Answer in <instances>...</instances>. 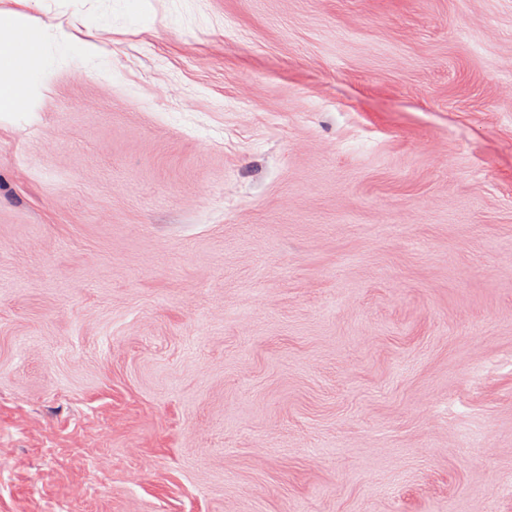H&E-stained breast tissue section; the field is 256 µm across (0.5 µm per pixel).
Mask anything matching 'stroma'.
Here are the masks:
<instances>
[{"label":"stroma","instance_id":"1","mask_svg":"<svg viewBox=\"0 0 512 512\" xmlns=\"http://www.w3.org/2000/svg\"><path fill=\"white\" fill-rule=\"evenodd\" d=\"M1 13L0 512H512V0ZM26 18L0 15V115L33 112L49 73L46 42ZM56 46L60 58L69 63H80L87 66L96 57V53L90 45L74 43L67 36L56 38Z\"/></svg>","mask_w":512,"mask_h":512}]
</instances>
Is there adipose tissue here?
<instances>
[{
  "label": "adipose tissue",
  "mask_w": 512,
  "mask_h": 512,
  "mask_svg": "<svg viewBox=\"0 0 512 512\" xmlns=\"http://www.w3.org/2000/svg\"><path fill=\"white\" fill-rule=\"evenodd\" d=\"M49 73L46 42L26 18L0 15V112H30Z\"/></svg>",
  "instance_id": "1"
}]
</instances>
